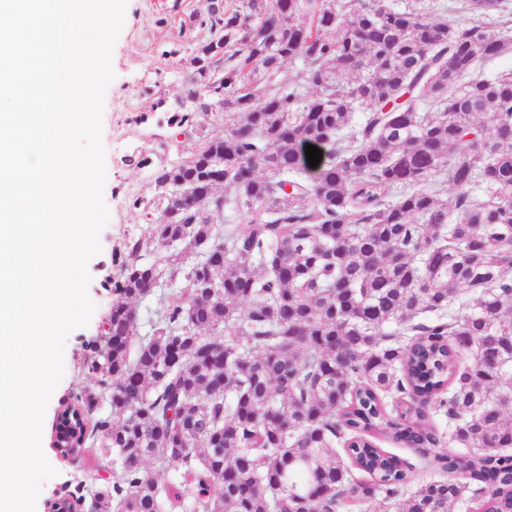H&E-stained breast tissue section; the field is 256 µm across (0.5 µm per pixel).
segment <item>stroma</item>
<instances>
[{"mask_svg":"<svg viewBox=\"0 0 512 512\" xmlns=\"http://www.w3.org/2000/svg\"><path fill=\"white\" fill-rule=\"evenodd\" d=\"M207 8V0H127L102 115L103 200L110 218L100 233L101 251L87 266L88 294L95 310L89 323L72 330L65 341L64 375L49 401L41 437L42 450L56 474L43 482L35 512H48L50 499L73 490L74 477H81L92 492L104 480L117 478L111 454L101 449H87L74 460L62 459L52 446L53 426L64 397L77 387L95 386L79 371L82 345L97 338L112 307V287L120 278L126 239L147 235L160 220L155 173L188 155V143L173 138L167 119L188 92L184 60L189 45L204 35L199 28L180 32V24L190 16L206 14ZM135 155L144 158V165L128 164V157ZM138 198L145 202L139 209L133 206Z\"/></svg>","mask_w":512,"mask_h":512,"instance_id":"stroma-1","label":"stroma"}]
</instances>
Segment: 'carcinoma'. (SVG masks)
Masks as SVG:
<instances>
[{
	"label": "carcinoma",
	"instance_id": "cac0c4a2",
	"mask_svg": "<svg viewBox=\"0 0 512 512\" xmlns=\"http://www.w3.org/2000/svg\"><path fill=\"white\" fill-rule=\"evenodd\" d=\"M194 22L208 37L168 125L239 120L156 172L162 221L125 243L81 364L101 393L72 395L58 424L78 412L80 430L58 452L112 453L101 512H340L377 495L453 512L466 492L488 493L476 512H512V71L471 77L512 54L494 33L512 0H209ZM226 209L246 224L218 223ZM154 240L183 250L145 261ZM163 277L184 285L137 341L132 302ZM105 399L121 424L97 414ZM434 412L482 455L439 452L448 477L410 491L411 466L374 438L426 454ZM199 122L203 129V134L217 137L224 135V130L229 123L233 122V117L224 114V112H209L205 115L201 114Z\"/></svg>",
	"mask_w": 512,
	"mask_h": 512
}]
</instances>
